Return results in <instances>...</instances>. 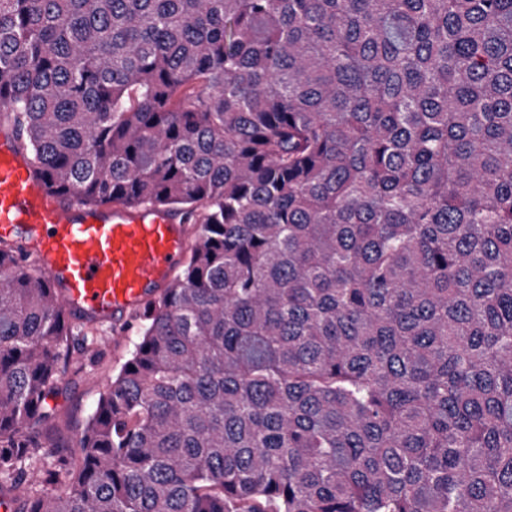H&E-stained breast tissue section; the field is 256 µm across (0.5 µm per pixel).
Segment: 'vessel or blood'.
<instances>
[{
    "instance_id": "b4317fda",
    "label": "vessel or blood",
    "mask_w": 512,
    "mask_h": 512,
    "mask_svg": "<svg viewBox=\"0 0 512 512\" xmlns=\"http://www.w3.org/2000/svg\"><path fill=\"white\" fill-rule=\"evenodd\" d=\"M0 121V236L15 241L66 310L126 316L167 287L186 259L173 211L92 205L49 188Z\"/></svg>"
}]
</instances>
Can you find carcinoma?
Listing matches in <instances>:
<instances>
[{
	"instance_id": "cac0c4a2",
	"label": "carcinoma",
	"mask_w": 512,
	"mask_h": 512,
	"mask_svg": "<svg viewBox=\"0 0 512 512\" xmlns=\"http://www.w3.org/2000/svg\"><path fill=\"white\" fill-rule=\"evenodd\" d=\"M0 117L192 225L75 449L0 244L8 512H512V0H0Z\"/></svg>"
}]
</instances>
